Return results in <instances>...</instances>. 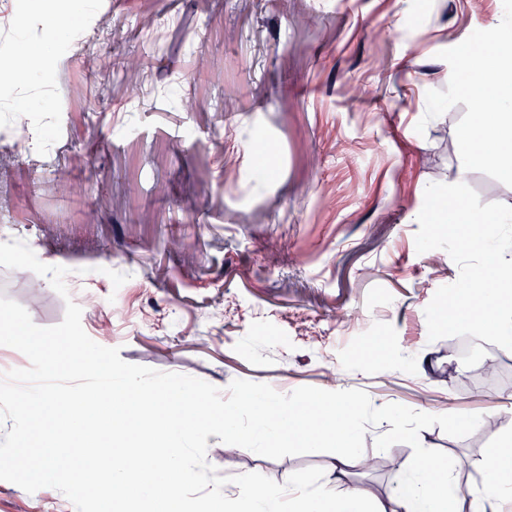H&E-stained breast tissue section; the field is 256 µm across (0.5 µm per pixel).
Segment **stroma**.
I'll use <instances>...</instances> for the list:
<instances>
[{"label":"stroma","instance_id":"stroma-1","mask_svg":"<svg viewBox=\"0 0 512 512\" xmlns=\"http://www.w3.org/2000/svg\"><path fill=\"white\" fill-rule=\"evenodd\" d=\"M25 0H0V68L18 29L48 28ZM502 0H118L87 11L52 45L47 109L30 115L35 151L0 139V226L42 262L68 268V297L34 272L0 266V295L41 327L66 300L126 362L227 389L236 379L287 394L302 386L365 391L374 406L477 413L454 438L421 430L467 471L473 497L497 435L512 433V351L480 342L498 368L480 381L447 339L429 341L425 309L459 268L417 253L429 184L462 164L457 104L415 126L426 94L446 89L441 50L487 29ZM111 20L108 65L88 70L86 28ZM142 60L143 99L128 97L127 57ZM83 86L74 95V86ZM180 86L196 108L173 107ZM83 185L50 192L54 171ZM219 475L290 472L316 490L331 454L236 458L207 439ZM0 512H70L60 491L0 481Z\"/></svg>","mask_w":512,"mask_h":512}]
</instances>
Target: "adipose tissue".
<instances>
[{"label": "adipose tissue", "mask_w": 512, "mask_h": 512, "mask_svg": "<svg viewBox=\"0 0 512 512\" xmlns=\"http://www.w3.org/2000/svg\"><path fill=\"white\" fill-rule=\"evenodd\" d=\"M245 411L251 413L254 427L270 437L333 442L336 452L332 464L313 493L297 486L287 474L273 484L242 477L233 490L210 491L209 512H463L462 497L450 472L428 473L423 455L413 465L422 474L420 481L391 496L388 503L374 504L366 491L357 487L338 492L345 469L355 456L353 434L338 433L336 428L337 420L351 417L341 394H315L288 409L273 401L260 402L253 393L242 394L224 408L225 435H233L238 418ZM482 465L493 478L491 489L481 499L482 505L512 504V434L497 437L495 446L486 449Z\"/></svg>", "instance_id": "ef3b65f1"}]
</instances>
